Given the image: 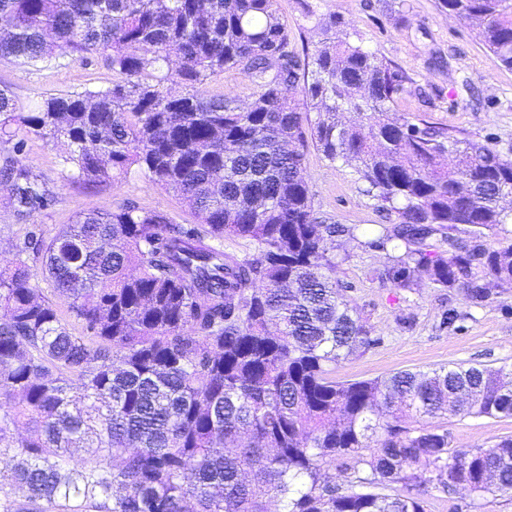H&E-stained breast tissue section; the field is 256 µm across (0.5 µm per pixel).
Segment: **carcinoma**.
I'll list each match as a JSON object with an SVG mask.
<instances>
[{
  "mask_svg": "<svg viewBox=\"0 0 512 512\" xmlns=\"http://www.w3.org/2000/svg\"><path fill=\"white\" fill-rule=\"evenodd\" d=\"M440 2L512 68V0ZM0 19V58L99 56L117 76L26 112L1 85L0 138L27 128L88 183L135 168L198 220L128 202L30 234L0 267V457H26L0 470L3 512H427L431 487L512 494V436L460 451L435 424L512 418V364L336 380L376 339L334 276L356 228L317 217L303 177L311 146L353 165L398 218L369 242L401 251L378 278L477 307L512 289L511 158L388 117L404 77L332 17L300 60L277 0H0ZM226 70L254 84L247 106L206 94ZM0 177L18 214L46 206L20 159ZM85 445L99 456L70 465ZM338 456L343 487L323 470Z\"/></svg>",
  "mask_w": 512,
  "mask_h": 512,
  "instance_id": "obj_1",
  "label": "carcinoma"
}]
</instances>
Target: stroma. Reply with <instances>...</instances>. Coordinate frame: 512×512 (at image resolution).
Listing matches in <instances>:
<instances>
[{
	"label": "stroma",
	"mask_w": 512,
	"mask_h": 512,
	"mask_svg": "<svg viewBox=\"0 0 512 512\" xmlns=\"http://www.w3.org/2000/svg\"><path fill=\"white\" fill-rule=\"evenodd\" d=\"M296 51L313 47L321 34L320 17H336L345 37L362 41L380 58L393 62L406 78L396 113L436 127L463 130L469 138L512 151V69L494 65L475 32L440 7L438 0H279ZM112 70L99 57L70 56L34 65L0 58V83L19 106L28 108L42 95L99 90L111 86ZM19 155L50 195L44 209L22 217L8 186L0 183V266L12 261L29 234L50 238L79 213L112 210L131 202L165 214L171 223L196 218L177 194L145 176L108 184H86L60 163L52 144L17 129L0 139V159ZM314 210L335 224L363 229L359 240L341 238L336 249V279L376 342L336 368L340 382L370 379L401 370L426 371L454 362L498 367L512 363V291L474 307L455 290L421 284L404 290L380 283L377 269L389 264L387 251L369 246L375 230L397 222L365 192L354 166L326 160L309 150L304 164ZM456 310L454 324L443 321ZM441 424L456 449L482 448L512 435V418L450 416ZM427 512H512V494L470 499L466 492L429 490Z\"/></svg>",
	"instance_id": "obj_1"
}]
</instances>
